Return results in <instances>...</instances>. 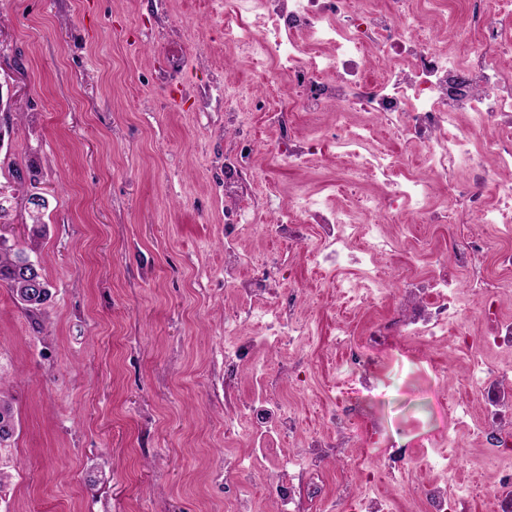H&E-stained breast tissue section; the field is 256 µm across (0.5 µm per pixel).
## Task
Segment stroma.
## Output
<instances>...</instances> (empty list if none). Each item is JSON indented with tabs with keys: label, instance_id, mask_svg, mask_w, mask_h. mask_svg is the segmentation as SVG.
I'll return each instance as SVG.
<instances>
[{
	"label": "stroma",
	"instance_id": "35a3bbf8",
	"mask_svg": "<svg viewBox=\"0 0 512 512\" xmlns=\"http://www.w3.org/2000/svg\"><path fill=\"white\" fill-rule=\"evenodd\" d=\"M224 2L0 0V188L15 194L1 231L29 243L30 205L13 175L36 171L48 206L34 258L53 293L35 322L0 285V387L16 421L0 449V512H225L245 488L277 512L288 479L277 458L300 452L336 395L346 294L318 288L300 249L245 232L241 251L309 287L299 314L313 379L304 391L280 382L275 395L299 409L302 428L267 440L271 458L245 487L225 485V461L252 449L225 439L224 417L254 386L251 365L224 384V319L237 305L224 282V110L276 141L268 115L287 107L289 78L268 83L271 60L225 43ZM255 168L280 204L301 188L346 198L324 156L291 168L263 150ZM448 355L422 339L379 350V417L398 447L441 430L426 395L439 386L431 362ZM456 436L458 447L428 454L455 458L475 487L466 512H489L493 470L465 430ZM348 456L370 467L381 451L358 444L322 463L324 494L301 512H337ZM446 478L411 467L387 491L398 512H426L417 489Z\"/></svg>",
	"mask_w": 512,
	"mask_h": 512
}]
</instances>
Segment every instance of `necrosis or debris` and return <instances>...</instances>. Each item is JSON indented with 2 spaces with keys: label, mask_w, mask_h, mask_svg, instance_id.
<instances>
[{
  "label": "necrosis or debris",
  "mask_w": 512,
  "mask_h": 512,
  "mask_svg": "<svg viewBox=\"0 0 512 512\" xmlns=\"http://www.w3.org/2000/svg\"><path fill=\"white\" fill-rule=\"evenodd\" d=\"M261 11L273 21L268 30L254 29L246 14ZM463 23L470 37L463 51L452 52L447 33L430 32L432 20L458 23L446 0H233L224 20V39L257 47L277 70L288 72L297 111L280 110L274 119L280 145L274 153L298 167L310 156L333 151L355 186L370 179L380 185L373 196L352 205L321 207L305 194L273 214L271 234L300 247L312 263L321 287L347 292L367 289V302L394 299L388 318L375 323L367 339H352L351 311L336 309V344L343 347L344 377L335 401L322 412L327 433L308 435L305 454L283 458L288 483L276 489L278 512H300V500L320 497L322 488L309 472L326 449L345 447L353 439L378 447L385 432L372 412L371 379L379 367L372 353L378 344L407 337L445 341L458 355L465 378L463 396L439 398L452 415L499 465L491 494L497 512H512V372L501 369L498 352L512 351V0H469ZM337 108L332 126L306 141L289 134L299 114ZM239 113L226 112L237 141L224 157V281L243 296L267 287L276 265L256 267L237 247L249 229V217L260 207L250 189L255 157L264 142L253 127H240ZM447 202L431 205L435 187ZM477 217L469 233L458 230L462 213ZM382 214L388 223L413 215L416 223L446 225L432 253L434 270L418 274L409 263L424 241L392 233L388 224H360L359 218ZM406 254L394 278L382 275V259ZM360 264L359 279L337 281L338 270ZM304 284L292 286L287 307H248L229 317L260 320L271 329L265 336L235 339L224 345V362L252 355L257 346L296 353L283 370L305 386L312 367L299 349L310 325L298 310ZM473 298L478 326H471L465 304ZM254 400L224 423L225 434L259 441L269 435H293L300 414L273 401L265 365L252 371ZM416 449L387 455L376 468L349 460L362 472V484L376 485L403 475L406 467L425 460ZM448 479L421 489L427 512H461L472 493L444 464Z\"/></svg>",
  "instance_id": "necrosis-or-debris-1"
}]
</instances>
